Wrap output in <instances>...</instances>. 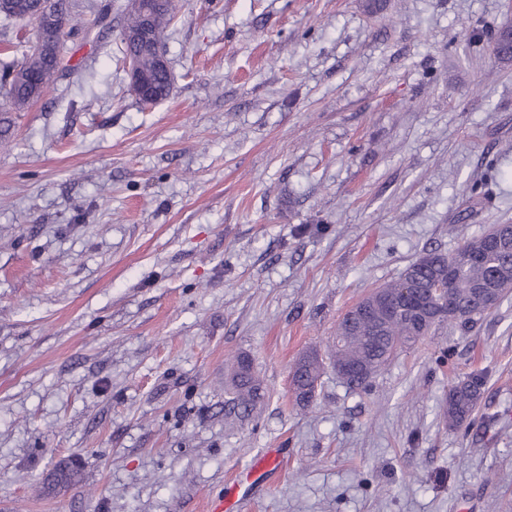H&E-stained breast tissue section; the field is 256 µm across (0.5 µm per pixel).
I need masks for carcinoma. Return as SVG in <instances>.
<instances>
[{
    "mask_svg": "<svg viewBox=\"0 0 512 512\" xmlns=\"http://www.w3.org/2000/svg\"><path fill=\"white\" fill-rule=\"evenodd\" d=\"M20 12L6 15V21L31 20L38 10V0H17ZM60 26L66 36L84 26L83 19L71 13L70 0H57ZM174 14L171 0H163L150 10L143 11L138 0H128L121 30L124 54L137 58L140 67L151 77L150 88L154 102L168 98L172 91V76L156 68L155 55L126 39V34L148 27L153 41L163 44L166 29ZM43 38L52 42L47 55L23 52L21 57L0 69V104L15 111L23 110L41 95L59 73L71 66L64 63V42L54 40L50 30L42 31ZM492 250L485 263H475L470 256L482 250ZM443 291L431 297L435 305L452 303L456 315L430 322L432 328L446 322L468 327L492 313L504 296L512 291V236L505 228L493 225L478 235L466 239L456 249L442 253L427 251L406 266L399 277L386 283L362 299L366 314L358 319L346 314L336 327L333 361L360 369V377L347 381V386H365L398 353L419 340L421 333L416 322L401 310L403 289L429 291L438 285ZM321 376V362L314 352L303 355L295 364L292 385L297 404L308 406L315 397ZM484 378L472 374L448 389L443 406V418L448 429L454 430L467 422L483 397ZM224 391L228 394L226 416L238 421L248 419L264 399L262 383L256 376L252 361L246 355L236 357L227 365Z\"/></svg>",
    "mask_w": 512,
    "mask_h": 512,
    "instance_id": "obj_1",
    "label": "carcinoma"
}]
</instances>
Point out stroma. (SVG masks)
Masks as SVG:
<instances>
[{"label": "stroma", "instance_id": "1", "mask_svg": "<svg viewBox=\"0 0 512 512\" xmlns=\"http://www.w3.org/2000/svg\"><path fill=\"white\" fill-rule=\"evenodd\" d=\"M0 114V512H512V293L363 388L295 360L424 250L512 224V0H175L171 95L138 103L119 30ZM248 355L262 409L224 421ZM485 377L472 418L442 401ZM78 478L58 485V465ZM321 376V362L316 352L303 355L295 364L292 385L297 404L309 406ZM483 388V376L472 374L448 389V399L443 406V418L448 429H457L471 418L482 400Z\"/></svg>", "mask_w": 512, "mask_h": 512}]
</instances>
